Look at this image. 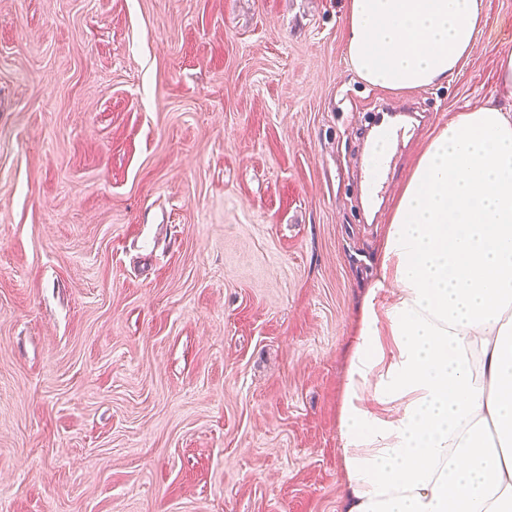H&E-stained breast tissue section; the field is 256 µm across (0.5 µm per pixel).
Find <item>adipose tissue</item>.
I'll return each instance as SVG.
<instances>
[{"mask_svg":"<svg viewBox=\"0 0 512 512\" xmlns=\"http://www.w3.org/2000/svg\"><path fill=\"white\" fill-rule=\"evenodd\" d=\"M484 0H346V55L390 91L455 77ZM342 512H512V111L463 108L398 189L338 415Z\"/></svg>","mask_w":512,"mask_h":512,"instance_id":"1","label":"adipose tissue"}]
</instances>
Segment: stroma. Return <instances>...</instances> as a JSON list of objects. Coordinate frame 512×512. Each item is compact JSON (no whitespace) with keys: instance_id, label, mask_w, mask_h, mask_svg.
I'll return each instance as SVG.
<instances>
[{"instance_id":"35a3bbf8","label":"stroma","mask_w":512,"mask_h":512,"mask_svg":"<svg viewBox=\"0 0 512 512\" xmlns=\"http://www.w3.org/2000/svg\"><path fill=\"white\" fill-rule=\"evenodd\" d=\"M351 70L343 0H0V512H341L337 417L394 196L498 96ZM430 119L374 223L383 100Z\"/></svg>"}]
</instances>
